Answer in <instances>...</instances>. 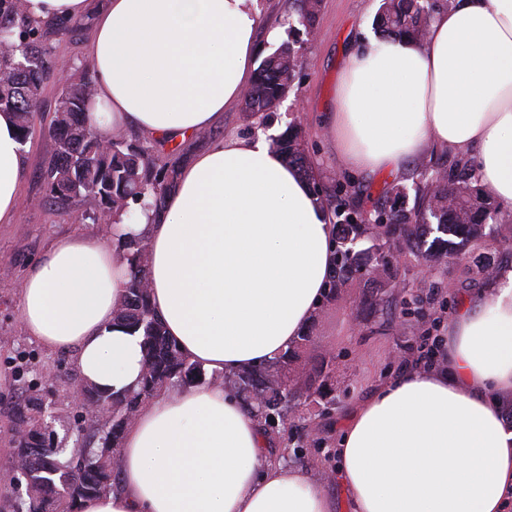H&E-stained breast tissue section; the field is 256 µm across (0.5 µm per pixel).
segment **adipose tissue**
<instances>
[{
	"instance_id": "ef3b65f1",
	"label": "adipose tissue",
	"mask_w": 512,
	"mask_h": 512,
	"mask_svg": "<svg viewBox=\"0 0 512 512\" xmlns=\"http://www.w3.org/2000/svg\"><path fill=\"white\" fill-rule=\"evenodd\" d=\"M35 21L93 15L87 115L170 150L224 118L254 81L256 0H24ZM348 172H400L430 146L475 154L512 211V0H452L425 40L351 53L324 127ZM25 146L0 112V224L14 223ZM149 246L150 306L204 380L159 390L125 431L117 490L79 512H336L306 469L274 461L226 374L275 360L324 301L336 226L267 134L227 135L184 163L162 212L111 226ZM131 269L102 240H56L23 280L28 335L73 352L81 381L138 388L143 338L113 324ZM447 357L377 381L333 456L349 512H506L512 505V268L464 301Z\"/></svg>"
}]
</instances>
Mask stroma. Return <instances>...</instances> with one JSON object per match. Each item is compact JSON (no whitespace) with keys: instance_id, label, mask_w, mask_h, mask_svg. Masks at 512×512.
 Instances as JSON below:
<instances>
[{"instance_id":"stroma-1","label":"stroma","mask_w":512,"mask_h":512,"mask_svg":"<svg viewBox=\"0 0 512 512\" xmlns=\"http://www.w3.org/2000/svg\"><path fill=\"white\" fill-rule=\"evenodd\" d=\"M379 4L380 0H321L315 35H297L302 45L300 71L278 110L267 118L247 115L238 106L226 110L223 125L210 129L208 139L223 137L229 131L244 136L272 126L298 130L315 169L316 183L323 190H333L337 179L345 177L350 182L348 203L354 209L370 213L397 206L413 208L421 173L450 168L456 153L433 147L397 175H348L340 168L323 129L348 53L366 48L376 38L372 20ZM257 6L261 16L258 46L264 55L287 40L288 19L294 15L296 4L294 0H257ZM92 27V18H82L70 36L52 39L60 74L71 75L86 64L85 49ZM57 97V83H49L42 95L36 131L26 144L17 219L12 224H0V270L10 273L9 280H0V475L13 469V425L24 404L27 382H37L44 389L52 380L70 382L78 375L72 353L47 350L27 336L15 284L56 239L74 233L104 241L110 238L104 225L86 217L94 207L91 199L79 198L65 207L46 199L40 173L53 153L47 128L54 117ZM396 184L404 186L403 198L389 193V186ZM480 254L491 257L496 267L512 266V218L506 216L488 225L485 237L469 245L466 259L442 264L434 276H426L413 255L399 257L390 269L398 284V299L384 313L361 312L358 301L363 287L359 284L342 289L335 300L324 303L308 329L310 340L301 356L308 369L329 365L326 382L336 389V404L327 415L318 404L303 406L304 417L312 422L314 442L302 458L294 456L296 437L285 432L274 436L272 453L285 462H297L316 477H324V464L332 459L344 410L363 398L375 380L400 373L404 366H417L420 350H436V337L447 335L448 321L460 303L487 287V278L470 271L473 257ZM327 336L337 337L335 347H321V339ZM49 410L50 427L57 441L70 447L75 444L76 428L90 429L97 417L90 408L77 411L62 403L50 405Z\"/></svg>"}]
</instances>
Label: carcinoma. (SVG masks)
Masks as SVG:
<instances>
[{"instance_id":"1","label":"carcinoma","mask_w":512,"mask_h":512,"mask_svg":"<svg viewBox=\"0 0 512 512\" xmlns=\"http://www.w3.org/2000/svg\"><path fill=\"white\" fill-rule=\"evenodd\" d=\"M320 0H300L298 23L312 32ZM430 20L423 0H381L375 26L383 36H395L414 42L426 37ZM72 21L36 22L30 20L20 0H0V111L15 113L21 142L34 134V118L41 111L45 86L56 79L52 47L47 36H67L74 32ZM300 66L298 50L288 41L264 56L254 83L243 97L242 109L251 114L276 112L285 93L293 87ZM60 90L48 133L54 143L53 154L42 171L49 197L66 205L80 197L98 202V215L110 220L127 214L137 205L159 210L164 206L168 190L174 185L179 159L158 162L161 150L153 143L132 142L125 135L112 141L108 150L88 123L87 105L94 93V81L88 66L80 75L59 81ZM275 147L289 162L302 170L309 168L308 156L298 132L290 129L275 140ZM455 204L448 205V197ZM386 218L385 227L373 236L364 224L361 212L347 213L337 224L341 242L365 239L370 246L362 250L337 252L329 282L328 296L346 287L356 275L370 266L375 269L370 281L387 276L390 258L415 247L425 262L440 264L461 253L469 244L485 235L486 225L498 222L499 203L474 179L468 162L459 160L449 170L432 177L418 188L416 206L407 210L392 209L377 214ZM130 260L131 279L123 300L118 303L113 321L142 332L146 348L145 370L140 387L115 396L95 388H86L88 397L110 411L109 420L97 423L94 436L101 448L114 452L127 426L126 418L137 411L154 393L165 386L183 385L202 376V370L182 356L165 334L163 323L149 306L146 242L130 237L122 244ZM397 284L388 280L374 291L359 298V307L370 312L391 303L386 289ZM309 337L303 336L296 347L273 362L224 378L242 397L249 411L262 420L265 432L273 428V417L292 414L300 421L302 398L317 395L320 400L331 397L332 389L321 385L312 388L309 378L293 368L299 361L298 349ZM263 395V405L255 402ZM47 413L42 396L35 390L27 394L17 421L26 425L28 433L19 442L17 453L27 461L33 496L20 505V512H77L78 502L99 496L112 489L117 479L114 465L97 462L98 449L92 448L83 475L72 474L71 449L46 440L39 427Z\"/></svg>"}]
</instances>
